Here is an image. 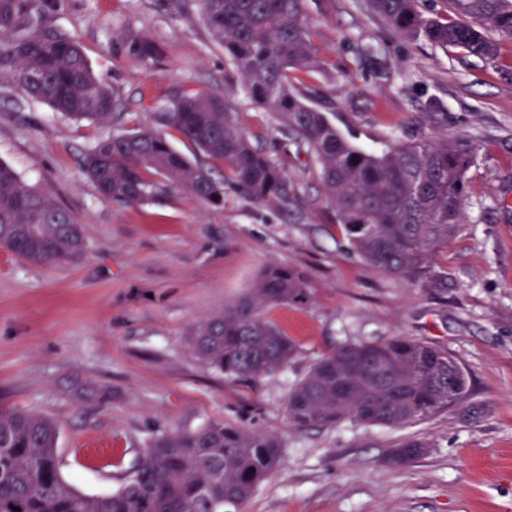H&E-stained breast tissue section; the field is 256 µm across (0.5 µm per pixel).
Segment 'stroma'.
I'll return each mask as SVG.
<instances>
[{
  "label": "stroma",
  "instance_id": "35a3bbf8",
  "mask_svg": "<svg viewBox=\"0 0 512 512\" xmlns=\"http://www.w3.org/2000/svg\"><path fill=\"white\" fill-rule=\"evenodd\" d=\"M317 70L291 88L353 145L456 138L478 151L459 231L415 282L352 253L314 154L256 105L202 21L200 0H53L42 29L75 36L119 104L101 124L30 100L0 69V161L83 228L75 260L29 263L0 250V409L59 426L62 477L92 496L119 490L152 439L223 423L275 435L279 467L243 512H512V40L494 59L395 32L369 0H306ZM131 32L161 55L119 50ZM231 100L251 143L288 177L269 204L232 185L211 205L180 187L128 205L102 198L83 157L104 138L153 126L175 88ZM271 265L298 270L306 297L264 316L298 345L251 382L203 363L202 321L249 296ZM405 336L449 351L468 388L456 405L400 428L352 420L299 428L287 399L336 349ZM427 445L406 467L387 452Z\"/></svg>",
  "mask_w": 512,
  "mask_h": 512
}]
</instances>
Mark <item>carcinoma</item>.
<instances>
[{"label":"carcinoma","instance_id":"cac0c4a2","mask_svg":"<svg viewBox=\"0 0 512 512\" xmlns=\"http://www.w3.org/2000/svg\"><path fill=\"white\" fill-rule=\"evenodd\" d=\"M46 0H0V67L14 70L28 98L76 121L103 122L117 99L89 66L79 42L65 34L36 35ZM452 21L426 16L418 0H370L373 12L399 34L490 58V29L512 39V0H448ZM202 18L242 76L254 103L279 114L288 134L315 154L324 194L352 251L370 267L404 280L427 277L430 261L448 246L464 217L466 172L477 148L448 138L394 144L380 154L351 144L290 89L289 72L316 65L304 0H201ZM120 48L140 61L159 46L125 33ZM100 140L82 162L108 200L138 204L153 198L152 171L213 205L224 203V181L212 166L176 152L165 129L177 130L208 159L224 165L231 183L253 199L289 198L284 171L256 149L231 102L176 88L158 117ZM74 217L0 161V249L33 264L79 255ZM300 275L269 266L251 297L201 323L191 345L206 364L239 381L283 369L297 344L265 320L267 305L304 297ZM448 352L395 336L345 345L321 358L290 392L288 417L299 427L346 420L388 427L423 420L454 405L467 378ZM57 424L23 411H0V512H241L280 462L277 437L228 424L163 434L145 449L126 484L88 496L58 471ZM427 445L407 439L386 462L404 467Z\"/></svg>","mask_w":512,"mask_h":512}]
</instances>
